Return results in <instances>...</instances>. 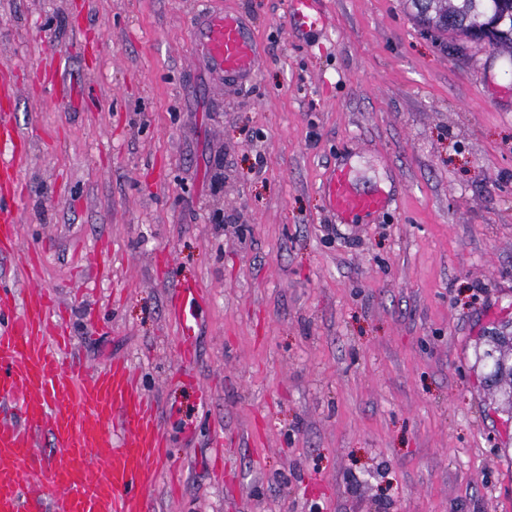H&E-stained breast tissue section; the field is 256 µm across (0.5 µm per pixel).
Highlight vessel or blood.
Instances as JSON below:
<instances>
[{
  "label": "vessel or blood",
  "mask_w": 512,
  "mask_h": 512,
  "mask_svg": "<svg viewBox=\"0 0 512 512\" xmlns=\"http://www.w3.org/2000/svg\"><path fill=\"white\" fill-rule=\"evenodd\" d=\"M286 22L297 29L326 25L319 0H288ZM211 64L226 80L248 83L257 75V46L243 23L212 15L201 33ZM15 91L0 84V253L13 252L18 217L11 203L25 159L12 121ZM342 221L377 213L390 204L379 192L358 191L348 168L326 186ZM201 289L183 288L168 316L182 330L180 356L193 363L192 308ZM47 288L0 286V512H146L145 492L167 458L158 409L137 386L127 365L91 370L69 349L60 314Z\"/></svg>",
  "instance_id": "b4317fda"
}]
</instances>
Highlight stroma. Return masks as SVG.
<instances>
[{
    "instance_id": "stroma-1",
    "label": "stroma",
    "mask_w": 512,
    "mask_h": 512,
    "mask_svg": "<svg viewBox=\"0 0 512 512\" xmlns=\"http://www.w3.org/2000/svg\"><path fill=\"white\" fill-rule=\"evenodd\" d=\"M320 3L305 32L287 0H0L26 141L0 281L34 255L75 353L138 372L170 448L148 512H512L478 359L512 323V62L404 0ZM213 12L246 24L255 81L207 64ZM339 167L391 206L338 219ZM202 297L201 288H182L174 292L169 301L168 316L182 330L180 356L182 361L193 363L195 347L193 344L191 319L193 305Z\"/></svg>"
}]
</instances>
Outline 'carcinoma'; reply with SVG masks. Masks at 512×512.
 Instances as JSON below:
<instances>
[{
  "label": "carcinoma",
  "mask_w": 512,
  "mask_h": 512,
  "mask_svg": "<svg viewBox=\"0 0 512 512\" xmlns=\"http://www.w3.org/2000/svg\"><path fill=\"white\" fill-rule=\"evenodd\" d=\"M429 4L431 0H423ZM433 4V3H431ZM433 19L425 14V9L416 10L415 18L427 29H433L445 39L465 37L475 43H484L493 49H507L512 55V0H455L444 7L433 4ZM481 16L489 23H497L491 30H485L473 24L475 17Z\"/></svg>",
  "instance_id": "obj_1"
}]
</instances>
